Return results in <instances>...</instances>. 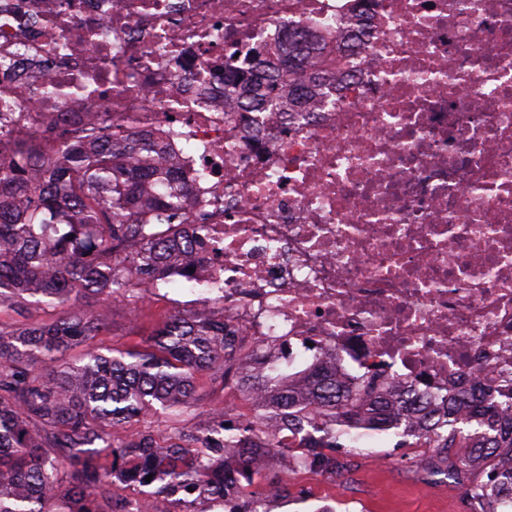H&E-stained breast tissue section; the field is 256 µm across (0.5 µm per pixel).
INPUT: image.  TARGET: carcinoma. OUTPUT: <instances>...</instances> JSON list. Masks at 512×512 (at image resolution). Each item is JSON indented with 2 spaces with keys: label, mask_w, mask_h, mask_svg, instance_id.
I'll return each mask as SVG.
<instances>
[{
  "label": "carcinoma",
  "mask_w": 512,
  "mask_h": 512,
  "mask_svg": "<svg viewBox=\"0 0 512 512\" xmlns=\"http://www.w3.org/2000/svg\"><path fill=\"white\" fill-rule=\"evenodd\" d=\"M311 50L308 35L288 33V74L298 90L318 80L302 70ZM276 90L272 81L254 84L249 107L275 105ZM88 136L92 150L62 140L50 160L28 136L0 154V312L96 301L53 320L0 326V512H53L58 503L59 512H269L259 506L267 487L286 498L288 476L299 469L336 476L344 469L336 449L390 431L409 448L437 449L448 465H421L430 476L461 484L487 460L512 480V457L498 452L512 448V419L489 423L503 402L488 393L465 391L446 413L425 412L416 432L407 419L419 398L360 397L317 366L302 384L275 372L245 380L242 392L268 397L234 425L218 409L204 423L182 424L199 400L198 377L226 381L239 351L204 308L175 316L140 346L65 359L112 326V298L137 308L150 289L170 284L162 268L169 251L201 244L199 236L184 239L174 221L180 201L171 175L125 166L122 137L110 126ZM155 412L173 423L164 440L135 427ZM450 448L467 452L450 460ZM265 455L293 467L265 476L255 466ZM120 486L137 495L116 497ZM467 494L481 512H512L479 484Z\"/></svg>",
  "instance_id": "carcinoma-1"
}]
</instances>
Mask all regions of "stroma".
<instances>
[{
	"label": "stroma",
	"instance_id": "1",
	"mask_svg": "<svg viewBox=\"0 0 512 512\" xmlns=\"http://www.w3.org/2000/svg\"><path fill=\"white\" fill-rule=\"evenodd\" d=\"M187 288L173 283L165 295L129 311L123 302H112V328L97 336L93 345L105 350L125 348L140 342L177 313L179 301L189 299ZM201 401L188 415L191 423L206 421L213 409L224 411L232 420L249 405L232 383H214L212 375L199 376ZM398 436L388 433L367 439L360 450L339 449V456L351 461L350 473L326 478L309 472L294 476L288 497L270 506V512H480L465 485L439 474L422 477L409 466L412 457L423 456V449L402 448Z\"/></svg>",
	"mask_w": 512,
	"mask_h": 512
}]
</instances>
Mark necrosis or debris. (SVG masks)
Returning a JSON list of instances; mask_svg holds the SVG:
<instances>
[{
	"mask_svg": "<svg viewBox=\"0 0 512 512\" xmlns=\"http://www.w3.org/2000/svg\"><path fill=\"white\" fill-rule=\"evenodd\" d=\"M37 25H30V18ZM325 46L301 112L224 62ZM0 146L112 119L159 145L208 248L166 278L274 359L446 406L512 394V0H0ZM277 84L273 81L267 82L265 86H261L255 82L254 84V101L247 107H251L253 112L261 111L269 106H273L277 102Z\"/></svg>",
	"mask_w": 512,
	"mask_h": 512,
	"instance_id": "obj_1",
	"label": "necrosis or debris"
}]
</instances>
